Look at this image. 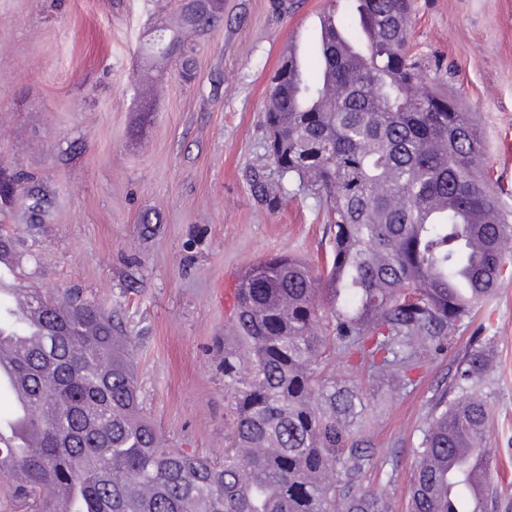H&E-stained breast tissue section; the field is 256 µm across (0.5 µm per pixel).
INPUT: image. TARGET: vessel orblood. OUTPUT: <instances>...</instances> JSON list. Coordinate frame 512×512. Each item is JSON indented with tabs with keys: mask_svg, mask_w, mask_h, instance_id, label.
<instances>
[{
	"mask_svg": "<svg viewBox=\"0 0 512 512\" xmlns=\"http://www.w3.org/2000/svg\"><path fill=\"white\" fill-rule=\"evenodd\" d=\"M0 291L11 296L14 314L28 329L27 335L0 341V384L11 389L16 398L14 416L0 424V440L10 444L22 443L32 451L39 446V435L30 426L31 395L27 383L14 372L12 363L18 350L39 347L42 315L33 305L29 289L18 287L13 280L7 279L0 282Z\"/></svg>",
	"mask_w": 512,
	"mask_h": 512,
	"instance_id": "b4317fda",
	"label": "vessel or blood"
}]
</instances>
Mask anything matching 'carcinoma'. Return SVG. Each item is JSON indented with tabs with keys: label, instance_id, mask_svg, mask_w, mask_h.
I'll return each instance as SVG.
<instances>
[{
	"label": "carcinoma",
	"instance_id": "cac0c4a2",
	"mask_svg": "<svg viewBox=\"0 0 512 512\" xmlns=\"http://www.w3.org/2000/svg\"><path fill=\"white\" fill-rule=\"evenodd\" d=\"M411 0H348L343 18L318 37L321 77L291 73L271 85L266 155L281 181L308 191L333 234L317 266L276 256L247 268L235 288L234 345H224V389L231 432L214 463L169 448L141 414L133 340L98 307L70 293H36L45 347L15 359L29 383L40 447L14 462L32 512H57L41 495L47 482L72 496L71 512H389L361 486L372 456L355 438L365 402L360 388L328 378L340 353L367 363L372 379L404 382L417 350L439 347L457 323L486 302L502 277V240L512 212L490 187L484 138L469 112L429 84L411 94L418 58L409 41ZM177 25L200 33L180 0ZM174 47L184 72L193 58L178 31L153 30L149 50ZM368 45L354 68L342 45ZM348 88L329 100V86ZM27 201L42 222L52 208L34 176L0 172V203ZM446 203L434 219L432 204ZM20 256L0 229V261ZM25 327L0 297V331ZM486 343L476 339L451 389L437 393L414 450L409 512H470V483L481 485L477 512H494L490 468L469 472L459 448H484L490 408L471 388L488 379ZM455 484L448 498V483Z\"/></svg>",
	"mask_w": 512,
	"mask_h": 512
}]
</instances>
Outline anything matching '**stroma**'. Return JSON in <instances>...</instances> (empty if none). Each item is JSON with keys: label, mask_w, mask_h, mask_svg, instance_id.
I'll return each instance as SVG.
<instances>
[{"label": "stroma", "mask_w": 512, "mask_h": 512, "mask_svg": "<svg viewBox=\"0 0 512 512\" xmlns=\"http://www.w3.org/2000/svg\"><path fill=\"white\" fill-rule=\"evenodd\" d=\"M325 3L224 0L216 31L181 29L196 62L184 77L144 50L177 0H0V168L34 173L53 198L40 224L22 202L0 209L21 283L79 291L120 322L144 413L190 455L224 458V338L241 272L281 254L316 264L332 247L318 200L280 189L262 126L290 44L313 64ZM410 40L426 75L473 113L490 184L512 209V0H414ZM476 336L489 338L494 364L475 392L492 412L497 512H512V262L443 351H417L410 383L373 385L340 357L327 368L366 396L360 437L374 465L363 485L390 512H406L435 395Z\"/></svg>", "instance_id": "obj_1"}]
</instances>
